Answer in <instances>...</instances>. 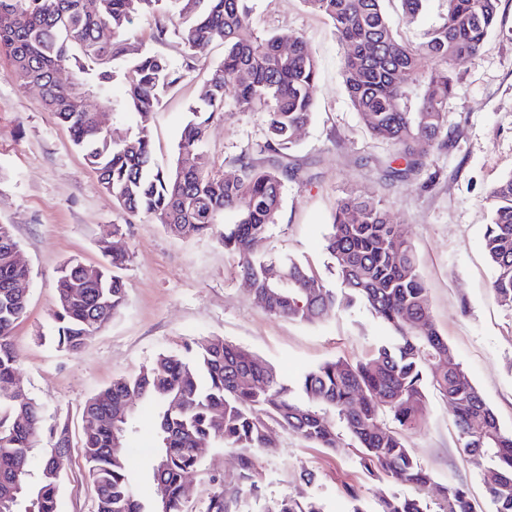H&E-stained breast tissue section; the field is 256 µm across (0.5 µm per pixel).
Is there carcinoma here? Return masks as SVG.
<instances>
[{
    "label": "carcinoma",
    "instance_id": "cac0c4a2",
    "mask_svg": "<svg viewBox=\"0 0 512 512\" xmlns=\"http://www.w3.org/2000/svg\"><path fill=\"white\" fill-rule=\"evenodd\" d=\"M250 0H0V54L11 62L9 76L21 86L43 88L42 106L65 127L96 175L97 186L128 215H149L175 235H207L224 225V248L239 256L240 272L254 299L268 313L314 322L334 308L364 304L390 332L369 357L329 360L308 372L301 395L252 352L207 338L184 355L163 354L138 373L118 378L88 398L82 408L81 453L96 494V512H185L192 497L187 475L199 461L196 448L214 440L239 450L240 484L210 497L207 512H231L242 487L259 489L254 453L269 446L275 425L318 448L336 449L339 435L325 410L337 414L358 441L361 465L413 486L414 497H387L378 512H476L461 484L437 491V510L426 503L433 479L407 448L402 431L422 426L427 414L426 371L448 399L461 441L460 453L487 464L491 512H512V432L504 430L466 369L453 359L431 319L426 288L400 225L370 193L338 198L326 236V251L339 284L319 278L294 258L256 256L252 242L277 223L288 174L281 159L296 131L315 111L318 65L302 36H258ZM325 18L344 49L341 84L369 133L392 148L389 162L402 160V175L421 168V159L447 134L453 64L474 60L495 29L500 0H445L441 21L418 46L397 41L383 0H303ZM176 11L191 23L177 36L195 61L217 41L224 61L211 73L200 103L181 131L177 157L167 168L154 164L149 115L162 92L182 79L169 61L142 49L130 30L136 16L155 19L157 39L169 32ZM288 45L289 51L282 52ZM74 68L81 93L56 83V72ZM122 75L123 109L140 117L137 133L112 138L98 112L112 113V82ZM419 89L418 105L406 107L407 85ZM234 91L238 109L266 115L268 136L259 146L267 160L242 156L235 173L212 172L202 150L224 92ZM95 94L100 111L89 110L81 94ZM494 207L485 251L492 288L512 307V175L488 194ZM11 227L0 224V504L12 512H61L63 477L53 464L56 448L72 447L68 425L44 428L41 406L14 392L17 359L10 338L24 317L27 296L13 284L29 270L16 257ZM106 264L88 276L71 259L60 267L57 310L51 340L78 353L125 303V284L116 270L129 255L102 247ZM155 413L152 479L165 498L138 499L127 466L125 441L137 432L138 413ZM120 447H114V442ZM268 512H323L315 499L291 495Z\"/></svg>",
    "mask_w": 512,
    "mask_h": 512
}]
</instances>
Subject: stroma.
Returning a JSON list of instances; mask_svg holds the SVG:
<instances>
[{"mask_svg": "<svg viewBox=\"0 0 512 512\" xmlns=\"http://www.w3.org/2000/svg\"><path fill=\"white\" fill-rule=\"evenodd\" d=\"M252 5L257 35L299 32L318 61L315 115L286 158L297 177L288 181L279 219L255 244V254L296 258L333 280L325 237L337 197L351 190L377 195L404 230L440 334L502 427L511 431L512 308L502 305L491 287L484 233L491 222L487 193L512 174V0H501L498 25L478 58L453 66L446 144L431 149L421 169L405 177L391 174L388 146L369 134L342 88V48L328 21L308 11L303 0H252ZM383 9L396 37L415 46L439 22L444 2L428 0L412 21L399 0H384ZM133 32L146 49L184 70L183 80L163 95L150 120L154 159L166 167L188 107L222 63L224 46L213 43L187 69L175 36L156 40L153 23L143 17ZM266 137L264 113L241 111L228 97L207 128L204 147L215 172L229 176L232 160L253 153ZM0 224L11 226L30 267L27 313L12 337L17 378L41 405L46 424H67L72 439L62 512H95L80 449L82 405L113 379L137 373L160 354H181L194 342L220 336L253 352L293 386L325 361L371 355L387 334L359 303L313 324L271 315L254 302L238 256L225 250L219 234L179 238L153 217L125 215L98 188L69 132L43 109L38 90L13 81L1 58ZM105 243L130 256L121 271L126 305L79 353L57 350L43 340L53 326L57 271L72 257L101 264ZM426 395L429 415L422 427L405 431L407 447L435 483L464 484L478 512H490L484 466L460 454L447 400L431 387ZM153 423L152 413L141 411V432L129 442V467L142 500L159 493L150 477ZM270 441L255 453L258 491H242L234 512H267L287 494L316 499L324 512H352L345 495L349 485L358 489L366 512H375L381 497L415 493L412 486L368 474L349 435H342L337 449L326 450L276 426ZM306 471L313 472L312 482H303ZM190 480L195 495L187 510L206 512L214 491L238 481L236 449L209 445Z\"/></svg>", "mask_w": 512, "mask_h": 512, "instance_id": "obj_1", "label": "stroma"}]
</instances>
